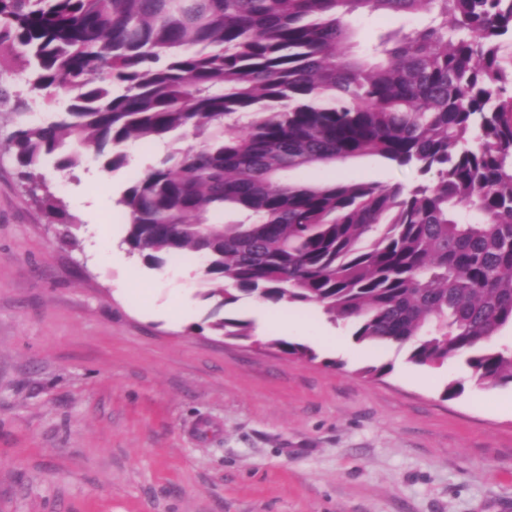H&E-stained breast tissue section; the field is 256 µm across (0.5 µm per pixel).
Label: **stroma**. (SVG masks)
I'll return each instance as SVG.
<instances>
[{
  "instance_id": "35a3bbf8",
  "label": "stroma",
  "mask_w": 512,
  "mask_h": 512,
  "mask_svg": "<svg viewBox=\"0 0 512 512\" xmlns=\"http://www.w3.org/2000/svg\"><path fill=\"white\" fill-rule=\"evenodd\" d=\"M359 46L418 25L350 18ZM0 106V512H512V386L479 390L461 360L419 366L358 341L316 307L246 297L235 315L263 339L306 344L315 360L198 331L212 301L185 262L128 254L116 201L163 155L128 142L127 163L45 174L80 224L77 239L21 188L7 138L61 102ZM297 180L411 185L415 172L363 156ZM101 233L107 257L90 253ZM389 365L365 379L361 368ZM464 390L447 400L449 382Z\"/></svg>"
}]
</instances>
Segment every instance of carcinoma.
Here are the masks:
<instances>
[{
    "instance_id": "1",
    "label": "carcinoma",
    "mask_w": 512,
    "mask_h": 512,
    "mask_svg": "<svg viewBox=\"0 0 512 512\" xmlns=\"http://www.w3.org/2000/svg\"><path fill=\"white\" fill-rule=\"evenodd\" d=\"M357 12L428 21L361 57ZM18 63L30 96L66 101L8 138L61 240L75 219L46 161L110 173L124 144L164 141L117 200L124 243L155 267L203 258L227 310L212 333L254 337L228 314L245 296L314 306L415 364L460 357L475 386L512 385V344L493 341L512 326V0H0V76ZM363 155L421 180L290 176Z\"/></svg>"
}]
</instances>
